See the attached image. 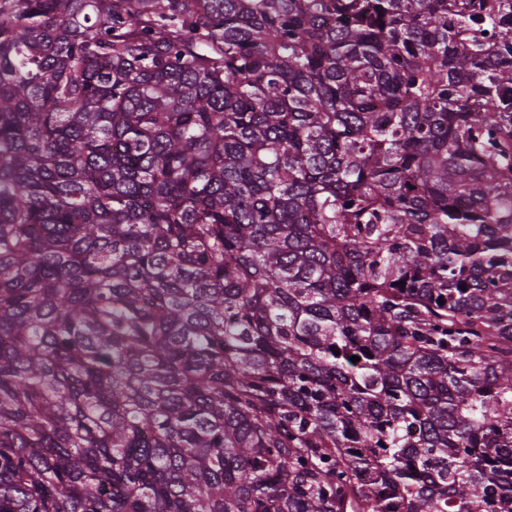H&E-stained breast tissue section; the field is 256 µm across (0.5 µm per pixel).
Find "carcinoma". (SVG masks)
Masks as SVG:
<instances>
[{
  "instance_id": "carcinoma-1",
  "label": "carcinoma",
  "mask_w": 512,
  "mask_h": 512,
  "mask_svg": "<svg viewBox=\"0 0 512 512\" xmlns=\"http://www.w3.org/2000/svg\"><path fill=\"white\" fill-rule=\"evenodd\" d=\"M481 499L512 0H0V512Z\"/></svg>"
}]
</instances>
